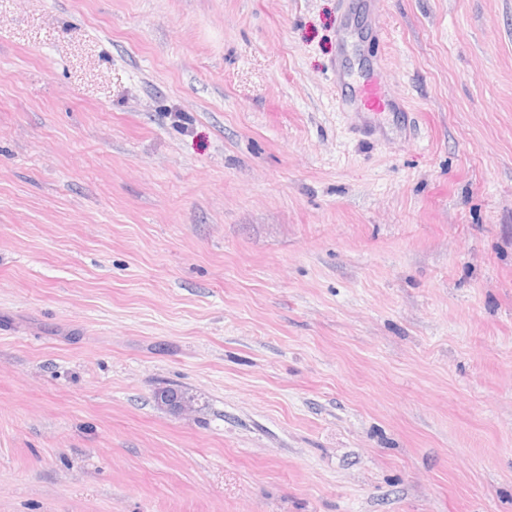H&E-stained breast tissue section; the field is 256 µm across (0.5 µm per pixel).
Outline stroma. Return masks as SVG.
<instances>
[{"mask_svg":"<svg viewBox=\"0 0 512 512\" xmlns=\"http://www.w3.org/2000/svg\"><path fill=\"white\" fill-rule=\"evenodd\" d=\"M0 512H512V0H0ZM360 104L368 112H383L389 106L388 101L381 94L379 85L375 82H368L364 85Z\"/></svg>","mask_w":512,"mask_h":512,"instance_id":"35a3bbf8","label":"stroma"}]
</instances>
